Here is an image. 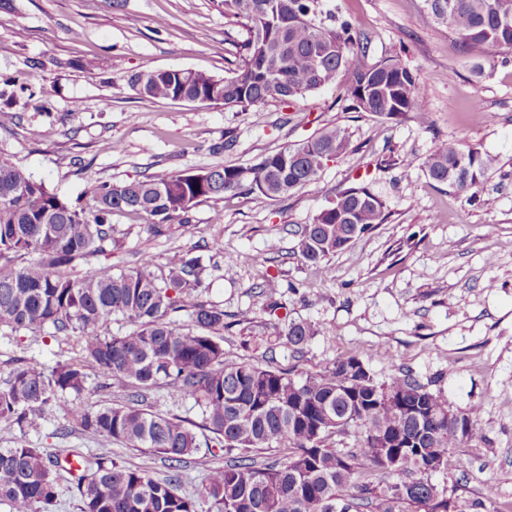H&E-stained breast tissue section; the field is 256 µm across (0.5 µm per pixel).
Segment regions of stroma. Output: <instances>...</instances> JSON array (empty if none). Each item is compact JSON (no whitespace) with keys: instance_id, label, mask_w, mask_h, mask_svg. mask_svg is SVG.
Wrapping results in <instances>:
<instances>
[{"instance_id":"35a3bbf8","label":"stroma","mask_w":512,"mask_h":512,"mask_svg":"<svg viewBox=\"0 0 512 512\" xmlns=\"http://www.w3.org/2000/svg\"><path fill=\"white\" fill-rule=\"evenodd\" d=\"M371 39L370 56L400 57L425 86L430 127L348 107L344 80L283 104L243 110L221 104L144 96L132 89L141 71L190 69L216 77L237 65L244 29L219 0H7L0 6V73L24 93L0 112V152L73 204L92 185L116 179L250 166L340 126L350 145L328 163L318 191L256 202L236 195L203 200L190 222L153 236L137 214H116L122 247L77 266L90 276L120 272L151 255L163 271L169 254L190 250L207 266L205 301L224 311L226 361L313 373L346 354L363 357L375 377L396 367L441 391L451 410L480 408L483 440L455 449L436 479L469 500L494 491L512 508V53L475 64L445 25L425 16L423 0H327ZM234 140L225 150V140ZM440 140L477 148L491 160L468 197L430 181L422 167ZM367 186L386 204V223L328 261L305 262L297 232L337 192ZM220 250H213V243ZM282 303L262 308L259 287ZM303 320L316 334L294 354L273 325ZM77 336L52 329L0 330V385L22 361L52 366L79 355ZM128 388L89 372L75 404H120ZM48 459L93 453L163 478L167 461L107 444L60 418L0 433ZM223 450L200 449L178 470L180 492L196 494Z\"/></svg>"}]
</instances>
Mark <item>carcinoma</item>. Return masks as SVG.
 <instances>
[{"label":"carcinoma","instance_id":"obj_1","mask_svg":"<svg viewBox=\"0 0 512 512\" xmlns=\"http://www.w3.org/2000/svg\"><path fill=\"white\" fill-rule=\"evenodd\" d=\"M428 16L448 26L460 53L474 61L512 50V0H424ZM224 17L246 28L237 44L240 65L218 78L176 69L142 71L132 87L151 97L221 103L247 109L269 100L287 102L342 77L351 109L393 119L413 116L429 124L424 91L397 57L368 59V40L326 8L325 0H221ZM15 80L0 75V112L16 99ZM350 145L331 126L258 163L188 173L116 180L93 186L76 207L0 153V328L80 336V358L48 367L30 361L14 368L0 387V426L35 427L59 416L108 443L145 448L181 464L201 448L238 452L210 468L196 495L179 493V478L159 479L104 457H76L85 475L76 493L81 512H499L488 493L462 502L433 480L434 460L449 465L452 450L480 437L479 410L453 413L441 392L399 367L380 382L366 361L347 354L305 376L224 359V310L202 300L206 267L189 251L167 258L156 275L153 258L118 274L103 270L71 278L62 268L119 246L112 215L147 218L164 235L173 221L203 199L226 194L273 200L296 190L315 191L327 163ZM490 160L441 140L423 162L426 175L460 192L472 189ZM386 204L366 187L336 195L299 231L298 250L320 265L362 234L386 222ZM35 258L16 262L20 254ZM184 311L188 328L169 316ZM121 317L135 324L106 333ZM315 335L305 321L288 323L284 336L299 353ZM134 391L128 401L89 411L65 400L80 394L84 368ZM163 387L172 399L190 397L202 414L197 435L176 417L141 408L144 394ZM353 438L345 445L344 438ZM290 449L285 462L249 459L257 448ZM57 498L53 471L37 448L0 447V501L12 512H46Z\"/></svg>","mask_w":512,"mask_h":512}]
</instances>
